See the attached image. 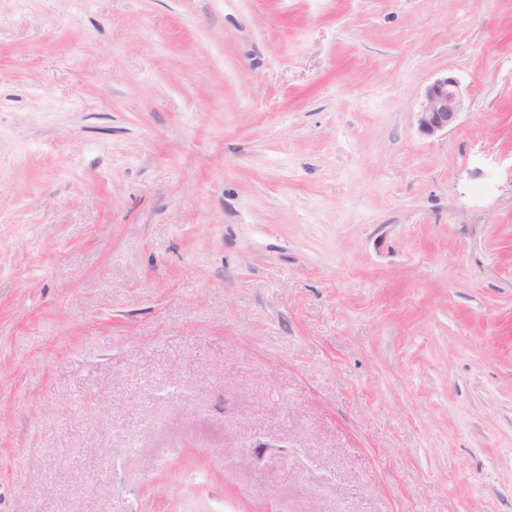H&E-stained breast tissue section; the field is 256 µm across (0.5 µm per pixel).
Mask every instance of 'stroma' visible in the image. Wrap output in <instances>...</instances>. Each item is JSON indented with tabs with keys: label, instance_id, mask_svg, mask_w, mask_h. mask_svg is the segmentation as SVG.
<instances>
[{
	"label": "stroma",
	"instance_id": "35a3bbf8",
	"mask_svg": "<svg viewBox=\"0 0 512 512\" xmlns=\"http://www.w3.org/2000/svg\"><path fill=\"white\" fill-rule=\"evenodd\" d=\"M200 507L512 512V0H0V512ZM464 109L465 100L458 80L448 74L438 77L425 87L419 128L426 135L447 131Z\"/></svg>",
	"mask_w": 512,
	"mask_h": 512
}]
</instances>
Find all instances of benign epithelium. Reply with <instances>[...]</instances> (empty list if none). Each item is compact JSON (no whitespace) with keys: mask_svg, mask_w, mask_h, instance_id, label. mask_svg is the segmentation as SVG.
<instances>
[{"mask_svg":"<svg viewBox=\"0 0 512 512\" xmlns=\"http://www.w3.org/2000/svg\"><path fill=\"white\" fill-rule=\"evenodd\" d=\"M465 109V100L458 80L452 75L434 79L424 90V103L419 112V128L434 135L452 127Z\"/></svg>","mask_w":512,"mask_h":512,"instance_id":"7a95c632","label":"benign epithelium"}]
</instances>
